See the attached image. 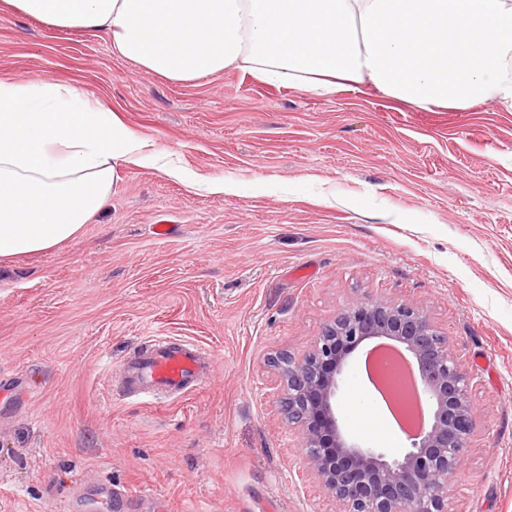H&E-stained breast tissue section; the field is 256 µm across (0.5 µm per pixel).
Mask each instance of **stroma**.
Returning <instances> with one entry per match:
<instances>
[{
	"label": "stroma",
	"instance_id": "stroma-1",
	"mask_svg": "<svg viewBox=\"0 0 512 512\" xmlns=\"http://www.w3.org/2000/svg\"><path fill=\"white\" fill-rule=\"evenodd\" d=\"M0 77L76 87L148 152L237 186L129 165L77 236L0 263V512H335L302 474L267 359L372 297L423 307L473 378L450 512H512L511 110H423L355 84L322 97L244 70L169 80L105 34L2 4ZM169 338L210 350L209 382L124 398L121 365ZM365 359L338 414L399 453Z\"/></svg>",
	"mask_w": 512,
	"mask_h": 512
}]
</instances>
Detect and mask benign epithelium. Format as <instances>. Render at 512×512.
Segmentation results:
<instances>
[{"label":"benign epithelium","instance_id":"benign-epithelium-1","mask_svg":"<svg viewBox=\"0 0 512 512\" xmlns=\"http://www.w3.org/2000/svg\"><path fill=\"white\" fill-rule=\"evenodd\" d=\"M375 339L410 356L415 392L427 396L431 410L430 422L408 432L410 446L396 457L351 439L336 413L353 354ZM268 363L280 379V409L297 431L305 474L336 502V512H448V484L476 431L477 410L448 337L417 303L354 302L304 353L277 352Z\"/></svg>","mask_w":512,"mask_h":512}]
</instances>
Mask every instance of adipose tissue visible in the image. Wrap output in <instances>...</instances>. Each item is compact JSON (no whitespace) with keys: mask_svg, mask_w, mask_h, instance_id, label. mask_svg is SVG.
Segmentation results:
<instances>
[{"mask_svg":"<svg viewBox=\"0 0 512 512\" xmlns=\"http://www.w3.org/2000/svg\"><path fill=\"white\" fill-rule=\"evenodd\" d=\"M60 30L105 33L146 71L247 69L328 96L368 83L419 108L512 107V0H7ZM76 88L0 79V261L74 238L120 167L157 164Z\"/></svg>","mask_w":512,"mask_h":512,"instance_id":"obj_1","label":"adipose tissue"}]
</instances>
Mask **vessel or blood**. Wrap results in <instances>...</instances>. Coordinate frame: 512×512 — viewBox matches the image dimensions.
<instances>
[{"label":"vessel or blood","mask_w":512,"mask_h":512,"mask_svg":"<svg viewBox=\"0 0 512 512\" xmlns=\"http://www.w3.org/2000/svg\"><path fill=\"white\" fill-rule=\"evenodd\" d=\"M211 366L200 345L187 340H164L131 356L120 377L124 388L133 395L176 399L201 387Z\"/></svg>","instance_id":"b4317fda"}]
</instances>
